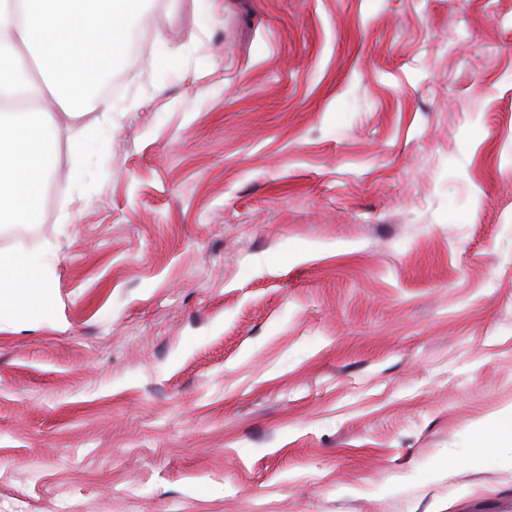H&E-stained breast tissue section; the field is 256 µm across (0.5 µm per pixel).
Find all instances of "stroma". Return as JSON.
I'll return each instance as SVG.
<instances>
[{
    "label": "stroma",
    "instance_id": "obj_1",
    "mask_svg": "<svg viewBox=\"0 0 512 512\" xmlns=\"http://www.w3.org/2000/svg\"><path fill=\"white\" fill-rule=\"evenodd\" d=\"M85 191L0 247V512H512V0H176ZM54 273L27 253L0 248V322L45 316L53 305ZM510 447H512V413L498 419L492 429L476 444V448H481L483 452L489 451L490 448Z\"/></svg>",
    "mask_w": 512,
    "mask_h": 512
}]
</instances>
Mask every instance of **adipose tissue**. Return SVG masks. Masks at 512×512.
Returning <instances> with one entry per match:
<instances>
[{
  "mask_svg": "<svg viewBox=\"0 0 512 512\" xmlns=\"http://www.w3.org/2000/svg\"><path fill=\"white\" fill-rule=\"evenodd\" d=\"M153 0H0V233L38 220L54 185L61 124L87 113L112 127L120 105L97 87L125 55ZM54 273L25 252L0 248V321L45 316Z\"/></svg>",
  "mask_w": 512,
  "mask_h": 512,
  "instance_id": "obj_1",
  "label": "adipose tissue"
}]
</instances>
